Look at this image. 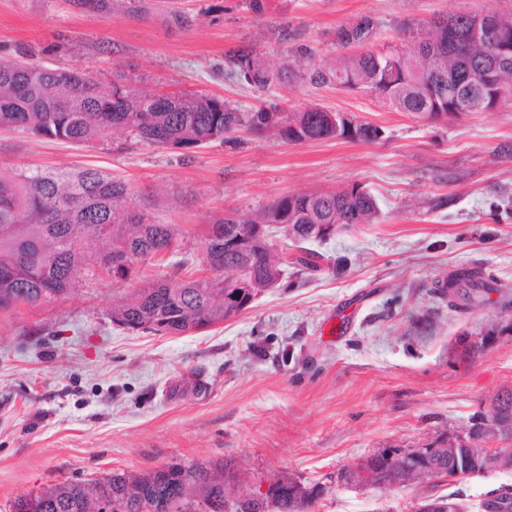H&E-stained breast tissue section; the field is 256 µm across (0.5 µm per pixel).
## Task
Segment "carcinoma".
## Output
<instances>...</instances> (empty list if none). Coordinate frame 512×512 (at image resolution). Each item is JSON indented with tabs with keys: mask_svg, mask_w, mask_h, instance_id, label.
<instances>
[{
	"mask_svg": "<svg viewBox=\"0 0 512 512\" xmlns=\"http://www.w3.org/2000/svg\"><path fill=\"white\" fill-rule=\"evenodd\" d=\"M134 17L160 14L178 30L192 27L195 18L172 6L174 0H126ZM470 15L435 18L404 37L410 50L387 54L373 48L376 25L370 17L336 29V44L348 53L330 65L312 59L306 44H295L287 61L273 65L260 52L239 46L224 53V76L247 86L260 100L273 87L290 83L364 90L389 107L412 115H444L455 119V105L468 99L490 100L493 89L478 83L480 72L494 70L499 61L487 46L469 42ZM33 53L20 45L11 59H0V129L23 128L34 135L94 144L119 132L130 147L150 146L189 154L211 142L277 136L290 144L348 139L373 143L383 130L370 123L337 130L336 113L319 107L288 110L265 105L242 108L224 98L203 93L149 90L141 80L117 68L101 80L80 65L54 68L31 62ZM140 191L96 168L76 170L26 169L0 174V311L18 305L36 307L62 301L80 280L113 276L114 262L126 254L146 261L178 251L180 232L174 224L156 221L140 206ZM374 197L359 184L352 193L322 190L286 194L248 214L231 212L204 229L207 275L178 278L159 275L143 282L112 306L126 329L154 334L186 335L212 327L231 316L211 318L216 290L226 289L224 267L247 265L258 279L266 275L263 256L242 260L229 247L238 224H295L298 254L280 258L301 272L322 267L324 256L302 243L321 237L307 224H339L344 230L379 223ZM95 240L99 248L87 250ZM484 287L482 276L461 270L448 279L440 294L454 311L472 309L467 289ZM487 412L498 417L512 434V388L491 400ZM369 487L382 489L389 479L379 454L368 456ZM428 482L414 486L433 491L445 479L461 478L448 451L428 454ZM235 480L232 461L165 464L144 475L115 471L88 482H61L38 493L18 496L13 512H95L92 497L104 498L110 512H226L227 486ZM273 512H312L324 488L280 478ZM481 512H512V486L490 490L479 502Z\"/></svg>",
	"mask_w": 512,
	"mask_h": 512,
	"instance_id": "carcinoma-1",
	"label": "carcinoma"
}]
</instances>
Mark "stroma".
Returning a JSON list of instances; mask_svg holds the SVG:
<instances>
[{"label":"stroma","mask_w":512,"mask_h":512,"mask_svg":"<svg viewBox=\"0 0 512 512\" xmlns=\"http://www.w3.org/2000/svg\"><path fill=\"white\" fill-rule=\"evenodd\" d=\"M207 10L190 29L122 4L105 12L68 0H0V58L28 44L44 66L72 62L95 75L121 67L150 88L201 91L248 106L249 88L225 79L228 49L246 45L283 62L285 23L317 62L339 55L337 28L373 18L376 45L448 13L512 16V0H269L261 17L238 0H179ZM271 101L318 106L379 126L374 143L288 144L243 137L181 156L75 146L0 130V171L90 166L149 190L181 249L138 263L137 278L198 277L202 225L278 197L358 183L379 223L338 232L312 248L332 258L316 272L289 268L236 317L189 335L134 333L108 312L134 280L80 284L59 303L0 312V512L18 495L114 471L230 459L240 490L271 475L326 485L315 512H415L424 490L340 486L336 473L385 448H418L467 426L512 386V103L448 122H425L375 96L310 85L276 88ZM461 269L492 279L483 305L448 308L440 280ZM492 331L479 363L463 343ZM512 470L448 481L469 508Z\"/></svg>","instance_id":"stroma-1"}]
</instances>
